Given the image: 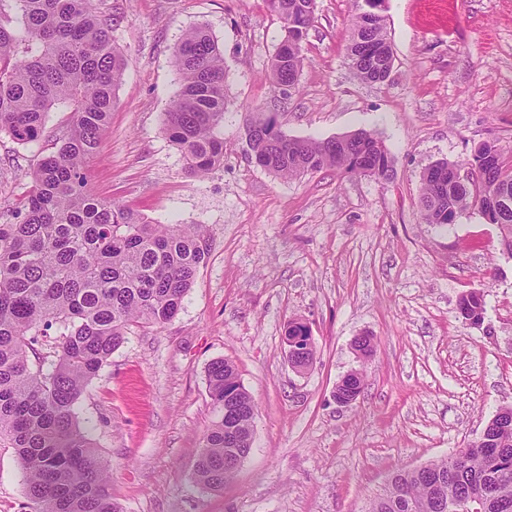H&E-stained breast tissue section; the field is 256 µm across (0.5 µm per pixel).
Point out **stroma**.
<instances>
[{"label":"stroma","mask_w":512,"mask_h":512,"mask_svg":"<svg viewBox=\"0 0 512 512\" xmlns=\"http://www.w3.org/2000/svg\"><path fill=\"white\" fill-rule=\"evenodd\" d=\"M117 17L126 66L90 163L96 196L157 224H200L208 257L162 327L137 329L75 406L107 463L123 512H365L390 475L447 457L512 407V256L476 210L426 223L424 170L467 165L497 141L512 155V0H386L394 66L361 81L349 65L355 0H317L298 90L267 78L284 32L265 0H93ZM207 27L224 54V161L189 176L165 126L178 89L172 49ZM276 113L291 139L366 131L394 160L380 181L321 170L281 179L247 152L248 106ZM68 115L20 144L0 133V224L18 220L31 174ZM472 291L486 314L457 312ZM308 326L314 359L294 370L283 336ZM371 335L373 356L352 340ZM229 359L256 404L250 454L223 489L195 480L214 412L206 370ZM362 370L356 401L337 383ZM25 472L0 447V512H29ZM458 312L462 319L470 324H480L486 312L483 295L480 292H470L459 300Z\"/></svg>","instance_id":"35a3bbf8"}]
</instances>
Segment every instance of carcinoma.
<instances>
[{
	"label": "carcinoma",
	"instance_id": "1",
	"mask_svg": "<svg viewBox=\"0 0 512 512\" xmlns=\"http://www.w3.org/2000/svg\"><path fill=\"white\" fill-rule=\"evenodd\" d=\"M283 23L280 44L288 60L271 59L272 87L299 76L302 43L315 18L302 17L306 0H265ZM347 49L359 41L381 45L385 21L360 0ZM118 20L101 16L92 0H0V133L20 144L43 137L47 112H70L55 138L57 151L32 173L34 190L19 201L23 219L0 224V445L14 450L26 474L30 512H122L112 498L105 464L79 429L74 407L86 386L134 327H161L181 309L208 256L200 224H153L139 211L92 195L89 163L116 104L125 69L123 49L110 32ZM179 90L167 112L170 142L186 170L205 176L224 161V55L203 26L187 30L173 47ZM381 72L372 55L356 74L372 82ZM250 153L276 176L294 178L325 168L388 181L392 157L378 140L356 132L336 144L290 139L276 115L259 113L245 129ZM467 189L444 187L422 175L423 218L476 208L512 237V210L497 220L489 201L507 183L512 161L484 142L472 155ZM462 319L477 325L483 295L459 300ZM57 330L54 360L43 370L40 337ZM215 420L202 438L198 483L220 489L233 476L224 457L252 449L255 402L232 362L207 368ZM233 395L237 413L224 418ZM496 426L480 444L467 445L418 468L399 469L368 512H454V498H473L470 512H512V408L499 409Z\"/></svg>",
	"mask_w": 512,
	"mask_h": 512
}]
</instances>
